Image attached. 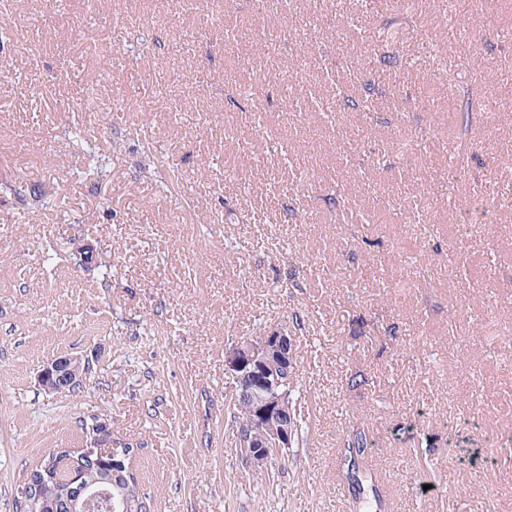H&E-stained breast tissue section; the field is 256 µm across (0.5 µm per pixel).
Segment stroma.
I'll return each mask as SVG.
<instances>
[{
  "label": "stroma",
  "mask_w": 512,
  "mask_h": 512,
  "mask_svg": "<svg viewBox=\"0 0 512 512\" xmlns=\"http://www.w3.org/2000/svg\"><path fill=\"white\" fill-rule=\"evenodd\" d=\"M454 14L0 0V512L94 417L149 512H512V0ZM295 315L302 438L257 473L224 351ZM84 370L78 358L61 355L41 371L38 382L45 391L63 393L80 383Z\"/></svg>",
  "instance_id": "obj_1"
}]
</instances>
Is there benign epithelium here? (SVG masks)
Returning a JSON list of instances; mask_svg holds the SVG:
<instances>
[{"label":"benign epithelium","instance_id":"7a95c632","mask_svg":"<svg viewBox=\"0 0 512 512\" xmlns=\"http://www.w3.org/2000/svg\"><path fill=\"white\" fill-rule=\"evenodd\" d=\"M85 365L74 357L61 355L40 373L39 385L48 392L63 393L80 383ZM224 371L234 400L249 407V422L241 440L240 451L252 467L269 469L293 446L296 437L297 411L288 396L296 377V336L288 327L271 326L258 336L237 340L224 354ZM112 427L106 420L97 422V434L81 455L92 464L107 459L115 468ZM71 458L60 460L53 473L56 481L68 485L65 500L68 512H128L131 505L116 499L107 485H94L75 472Z\"/></svg>","mask_w":512,"mask_h":512}]
</instances>
